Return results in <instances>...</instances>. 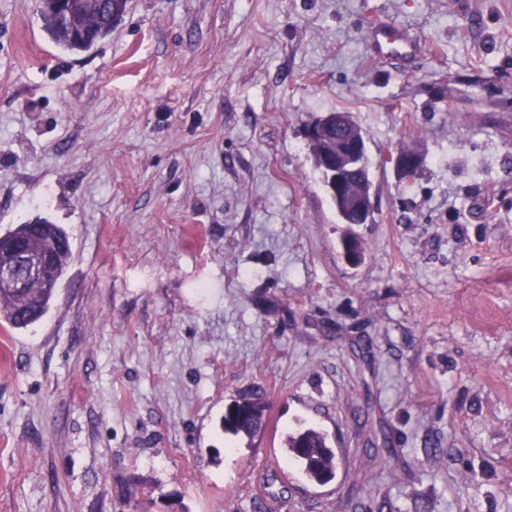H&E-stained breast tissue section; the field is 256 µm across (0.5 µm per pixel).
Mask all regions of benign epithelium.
<instances>
[{
	"label": "benign epithelium",
	"mask_w": 512,
	"mask_h": 512,
	"mask_svg": "<svg viewBox=\"0 0 512 512\" xmlns=\"http://www.w3.org/2000/svg\"><path fill=\"white\" fill-rule=\"evenodd\" d=\"M305 140L309 155L320 172L329 199L345 224H367L372 219L371 189L354 192L349 189L351 176L369 174L366 136L346 112H328L313 120L306 128ZM420 164L418 154L400 152L396 167L403 175L415 171ZM346 260L357 265L363 250L354 239L343 241ZM0 280L24 288L32 281L55 287L50 258L46 253L24 254L21 263L0 267Z\"/></svg>",
	"instance_id": "1"
}]
</instances>
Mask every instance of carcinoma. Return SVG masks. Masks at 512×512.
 Segmentation results:
<instances>
[{"instance_id": "1", "label": "carcinoma", "mask_w": 512, "mask_h": 512, "mask_svg": "<svg viewBox=\"0 0 512 512\" xmlns=\"http://www.w3.org/2000/svg\"><path fill=\"white\" fill-rule=\"evenodd\" d=\"M73 9L80 11L79 22L87 27L84 32H71L61 21L58 0H38V15L43 29L54 43L69 52H84L112 32V13L124 14L128 10V0H74ZM21 239L41 247L53 242L59 243L55 254V276L64 277L72 249L69 236L60 226L46 220H36L19 224L0 236V261L13 260L10 246ZM56 291L41 287L32 282L26 288H14L0 281V322L14 330H24L39 322L50 310ZM244 415L235 423L227 422L225 428L235 434L253 436L263 426L266 410L264 394L251 389L238 395ZM288 457L298 462L308 480L323 484L334 477L335 454L327 445L326 437L318 430L307 427L290 431L284 441Z\"/></svg>"}]
</instances>
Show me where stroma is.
<instances>
[{"mask_svg": "<svg viewBox=\"0 0 512 512\" xmlns=\"http://www.w3.org/2000/svg\"><path fill=\"white\" fill-rule=\"evenodd\" d=\"M381 21L421 50L374 59ZM328 112L370 223L308 155ZM38 218L73 255L0 334V512H512V0H129L80 54L0 0V235ZM309 155L320 172L329 199L345 224H367L372 219L371 184L349 189L351 176H369L366 136L346 112H328L306 128ZM242 403L244 415L235 423L224 419V427L234 434L244 433L253 436L260 432L263 426L264 412L266 410L264 394L260 389H251L238 395L235 399ZM227 423V425H226ZM284 448L287 456L301 465L308 480L323 484L334 477V451L318 430L307 427L288 432Z\"/></svg>", "mask_w": 512, "mask_h": 512, "instance_id": "1", "label": "stroma"}]
</instances>
